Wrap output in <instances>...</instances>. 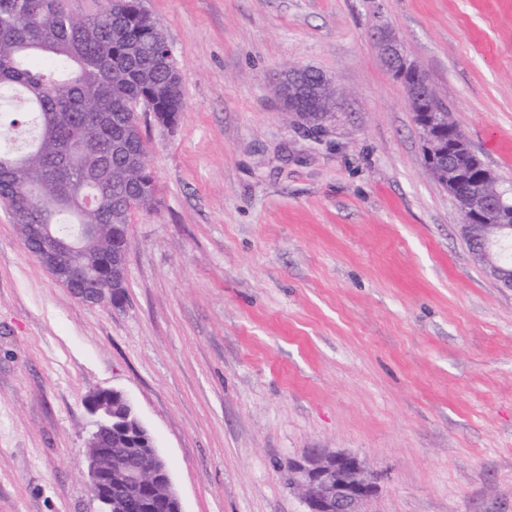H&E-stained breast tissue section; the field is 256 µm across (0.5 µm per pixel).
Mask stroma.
I'll use <instances>...</instances> for the list:
<instances>
[{
    "mask_svg": "<svg viewBox=\"0 0 512 512\" xmlns=\"http://www.w3.org/2000/svg\"><path fill=\"white\" fill-rule=\"evenodd\" d=\"M182 73L143 119L157 183L126 299L56 282L0 209V512H98L86 403L122 391L183 512H304L280 469L364 459L369 512H512V290L472 260L426 170L391 28L472 148L512 184V0H143ZM331 78L306 136L272 91Z\"/></svg>",
    "mask_w": 512,
    "mask_h": 512,
    "instance_id": "1",
    "label": "stroma"
}]
</instances>
